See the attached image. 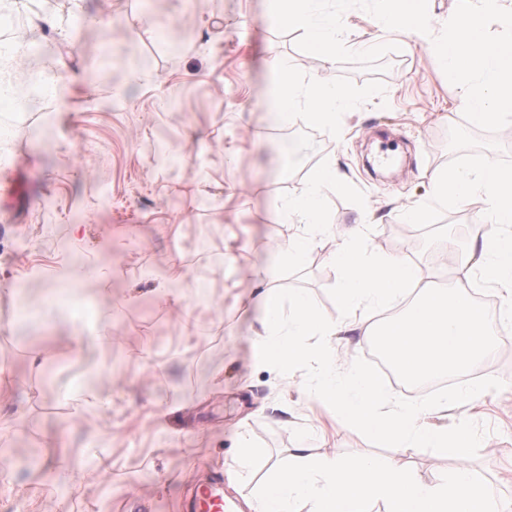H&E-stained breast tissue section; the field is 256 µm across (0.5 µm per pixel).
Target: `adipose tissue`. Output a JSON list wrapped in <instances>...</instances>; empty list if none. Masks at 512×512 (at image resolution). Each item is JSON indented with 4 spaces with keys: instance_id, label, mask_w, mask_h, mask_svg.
Wrapping results in <instances>:
<instances>
[{
    "instance_id": "obj_1",
    "label": "adipose tissue",
    "mask_w": 512,
    "mask_h": 512,
    "mask_svg": "<svg viewBox=\"0 0 512 512\" xmlns=\"http://www.w3.org/2000/svg\"><path fill=\"white\" fill-rule=\"evenodd\" d=\"M32 47L28 41L0 49L1 103L17 102L22 81L33 76L54 97L66 99L69 83L64 76L38 66L18 69V57L30 54ZM348 101L345 90L324 80L301 81L284 64L274 69L271 105L282 123L303 120L332 128L338 110ZM431 181L432 203L408 207L407 223H430L433 203L447 200L478 206L481 216L454 280L437 286L413 264L378 254L358 224L334 252L342 270L336 301L343 317L337 322H327L308 296L286 297L268 287L265 272L254 270L253 303L262 311L256 346L265 363L288 376L300 365L316 362L314 373L303 381L304 393L332 407L358 432L405 451L437 448L463 460L473 444L470 422L463 417L447 427L443 420L449 409L473 406L479 394L459 393L449 402L429 407L392 401L372 375L339 367L333 343L338 336L373 340L390 353L402 375L416 381L468 368L497 348L484 316L462 288L468 280L479 279L512 308V169L489 158L475 169L436 171ZM347 189L334 164H325L300 194L282 201L280 212L288 223L325 227L324 194ZM409 287L417 288L418 297L402 315L382 325L370 322L371 311L398 300ZM292 457L293 465L252 495L250 512H298L303 501L311 503V512H375L380 503L387 505V512H496L498 508L494 488L472 480L464 469L449 480L426 479L388 459L349 462L335 453L315 454L304 442L294 448Z\"/></svg>"
}]
</instances>
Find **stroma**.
I'll list each match as a JSON object with an SVG mask.
<instances>
[{"label":"stroma","instance_id":"1","mask_svg":"<svg viewBox=\"0 0 512 512\" xmlns=\"http://www.w3.org/2000/svg\"><path fill=\"white\" fill-rule=\"evenodd\" d=\"M73 42L44 27L42 61L69 74L70 96L42 93L28 109L0 104V512H189L196 485L224 487L226 512L247 502L307 440L352 459L375 447L332 410L304 400L289 378L256 360L258 310L243 313L252 269L283 295L306 294L325 320L341 272L334 239L366 224L382 253L416 256L425 277L453 270L449 241L470 246L476 208L434 204L427 226L404 207L427 200L433 171L512 167V124L468 125L438 60L420 49L385 55L371 74L325 69L279 32L267 0H82ZM302 81L326 78L350 104L328 128L298 123L282 137L268 113L271 65ZM398 144L403 171L382 180L368 144ZM352 186L326 193L330 227L305 263L282 265L278 246L300 234L278 207L325 163ZM199 282L180 300L176 273ZM95 289L93 315L111 340L89 342L81 308L58 297ZM473 376L439 392L393 386L396 401L432 405L495 383L471 422L480 443L468 465L512 500V333ZM99 372L104 407L79 403L80 377ZM259 448L236 482L240 428ZM424 478L456 461L435 449L388 448ZM41 484L34 502L8 486Z\"/></svg>","mask_w":512,"mask_h":512}]
</instances>
